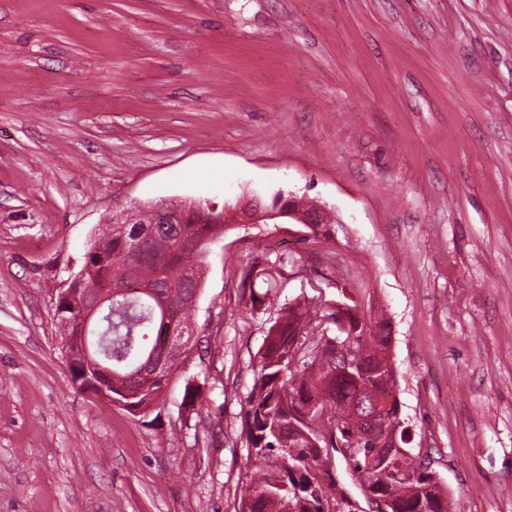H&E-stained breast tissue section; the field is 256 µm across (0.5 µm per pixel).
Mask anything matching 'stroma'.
<instances>
[{
    "label": "stroma",
    "instance_id": "stroma-1",
    "mask_svg": "<svg viewBox=\"0 0 512 512\" xmlns=\"http://www.w3.org/2000/svg\"><path fill=\"white\" fill-rule=\"evenodd\" d=\"M280 191L332 239L232 225L162 401L78 389L56 301L106 218ZM260 244L278 303L388 319L410 447L457 512H512V0H0V512H238ZM253 257L240 269L241 286L250 290V305L247 302L245 308L251 315L264 314L267 310L266 302L273 304L277 295L278 282H282L287 274V269L292 263L288 256L272 253L267 245L253 251ZM258 288H266L264 292H256Z\"/></svg>",
    "mask_w": 512,
    "mask_h": 512
}]
</instances>
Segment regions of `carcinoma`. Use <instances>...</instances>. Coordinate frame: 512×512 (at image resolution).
Listing matches in <instances>:
<instances>
[{"mask_svg": "<svg viewBox=\"0 0 512 512\" xmlns=\"http://www.w3.org/2000/svg\"><path fill=\"white\" fill-rule=\"evenodd\" d=\"M224 227L212 218L164 215L142 236L132 226L106 224L88 251V283L112 288L88 340L112 358V396L128 411L158 403L166 386L160 378L140 393L124 394L128 376L148 359L164 331L159 296L174 298L179 322L191 327V307L179 301L185 271L203 279L202 254L223 237ZM290 264L266 245L253 251L240 269L241 286L250 290L245 305L250 314L266 312ZM257 286L262 291H255ZM338 324L351 340L346 353L332 342ZM389 344L388 322L352 297L319 306L296 298L278 307L247 399V443L254 461L239 512H353L355 502L329 492L336 486L338 459L369 506L382 499L391 502V512H452L436 472L405 447ZM379 400L386 419L399 425L398 448L378 445L382 425L371 419V411ZM349 440L354 447H341Z\"/></svg>", "mask_w": 512, "mask_h": 512, "instance_id": "obj_1", "label": "carcinoma"}]
</instances>
